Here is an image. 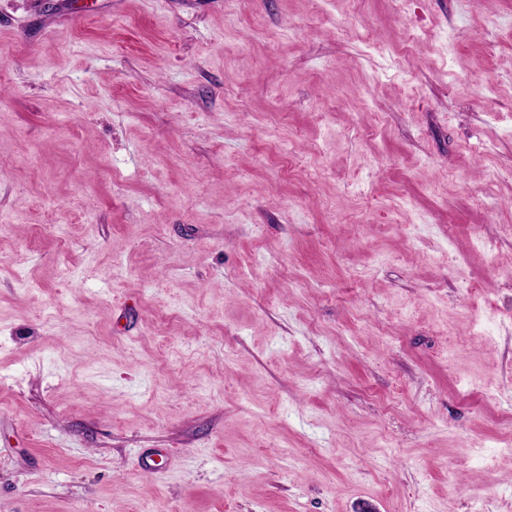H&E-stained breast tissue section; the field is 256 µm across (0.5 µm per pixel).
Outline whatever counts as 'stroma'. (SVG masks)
<instances>
[{
    "label": "stroma",
    "instance_id": "1",
    "mask_svg": "<svg viewBox=\"0 0 512 512\" xmlns=\"http://www.w3.org/2000/svg\"><path fill=\"white\" fill-rule=\"evenodd\" d=\"M508 224L512 0H0V512H512Z\"/></svg>",
    "mask_w": 512,
    "mask_h": 512
}]
</instances>
